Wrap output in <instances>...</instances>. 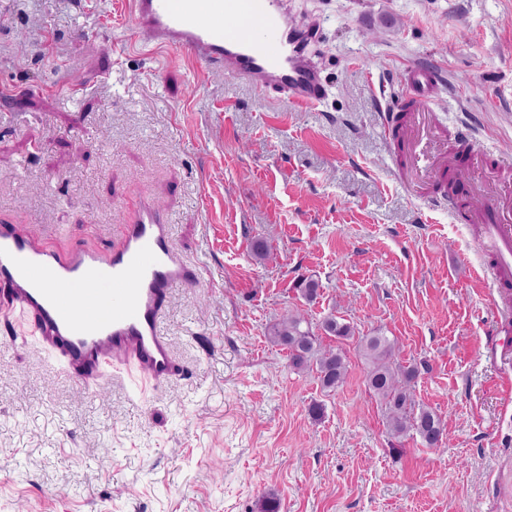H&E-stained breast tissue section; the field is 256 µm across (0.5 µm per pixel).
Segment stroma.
Returning <instances> with one entry per match:
<instances>
[{
	"instance_id": "stroma-1",
	"label": "stroma",
	"mask_w": 512,
	"mask_h": 512,
	"mask_svg": "<svg viewBox=\"0 0 512 512\" xmlns=\"http://www.w3.org/2000/svg\"><path fill=\"white\" fill-rule=\"evenodd\" d=\"M291 2L328 87L306 111L179 51L113 53L136 35L125 0H0V220L103 251L152 197L203 271L163 318V383L129 357L76 383L0 309V512H512V365L485 358L477 229L410 193L379 119L401 70H438L435 120L470 123L512 186V0ZM290 310L394 340L446 447L391 437L356 340H327L349 365L336 391L290 370L266 335Z\"/></svg>"
}]
</instances>
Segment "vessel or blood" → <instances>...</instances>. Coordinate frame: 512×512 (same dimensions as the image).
I'll use <instances>...</instances> for the list:
<instances>
[{"label":"vessel or blood","instance_id":"1","mask_svg":"<svg viewBox=\"0 0 512 512\" xmlns=\"http://www.w3.org/2000/svg\"><path fill=\"white\" fill-rule=\"evenodd\" d=\"M148 53L179 50L228 78H241L264 94L297 109L318 105L326 81L309 47L316 22L299 23L289 0H127ZM441 86L438 71L413 66L400 76L401 95L383 111L387 142L410 175L411 189L455 222L479 225L476 250L481 272L494 288L512 286V203L486 181L469 180L461 193L447 192L444 174L451 163L448 140L431 121ZM455 135L467 150L468 166L483 170L486 154L467 126ZM43 277L34 281L31 268ZM198 267L173 249L167 211L141 199L124 224L117 247L60 251L25 231L0 225V301L19 304L35 328L66 360L70 376L83 382L112 355L133 356L155 380H168L174 362L161 323L177 288L195 284ZM91 301L94 317L81 311Z\"/></svg>","mask_w":512,"mask_h":512}]
</instances>
